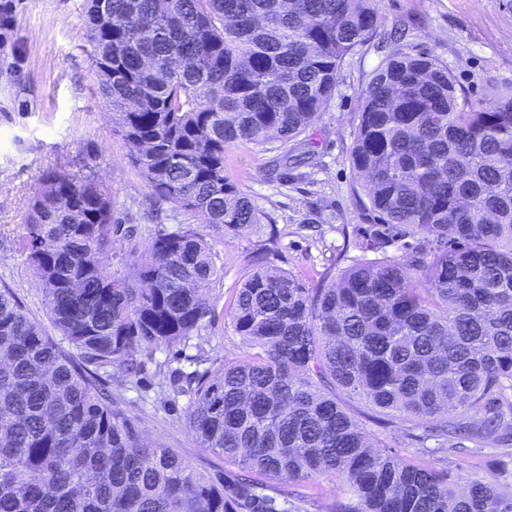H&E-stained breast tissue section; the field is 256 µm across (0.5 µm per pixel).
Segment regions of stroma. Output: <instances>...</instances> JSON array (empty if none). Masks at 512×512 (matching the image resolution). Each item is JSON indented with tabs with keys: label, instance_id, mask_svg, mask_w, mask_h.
<instances>
[{
	"label": "stroma",
	"instance_id": "stroma-1",
	"mask_svg": "<svg viewBox=\"0 0 512 512\" xmlns=\"http://www.w3.org/2000/svg\"><path fill=\"white\" fill-rule=\"evenodd\" d=\"M87 0H0V287L12 289L42 325L50 320L43 290L19 249L28 204L43 175L61 168L94 172L112 191L113 218L134 226L147 244L155 223L151 196L129 148L117 132L99 89L93 47L86 36ZM376 37L349 53L334 96L304 133L308 164L270 170L274 153L237 142L224 150V173L278 228L275 239L245 229L217 244L223 271L211 295L219 312L189 343L162 346L143 356L135 376L110 369L108 383L120 407L149 439L172 448L196 472L221 475L218 456L198 448L186 424V397H174L169 372L190 369L197 354L212 374L243 354L231 327L234 297L252 273V256L265 251L270 268L284 270L306 287L331 282L362 256L366 193L351 165L363 89L397 45L446 64L456 87L483 99L491 87H512V0H379ZM370 445L460 480L512 481V459L498 446L432 453L419 437V421L394 419L383 427L365 416L358 399L343 397Z\"/></svg>",
	"mask_w": 512,
	"mask_h": 512
}]
</instances>
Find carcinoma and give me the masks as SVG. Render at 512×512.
I'll use <instances>...</instances> for the list:
<instances>
[{
    "label": "carcinoma",
    "instance_id": "obj_1",
    "mask_svg": "<svg viewBox=\"0 0 512 512\" xmlns=\"http://www.w3.org/2000/svg\"><path fill=\"white\" fill-rule=\"evenodd\" d=\"M377 0H89L100 92L158 205L219 236L270 220L224 176V149H282L335 94L342 63L377 34ZM351 164L369 200L359 259L320 288L259 257L238 289L246 346L221 376L175 370L200 447L244 471L218 486L148 440L99 371L189 341L216 317L213 245L160 225L118 273L101 181L52 170L20 250L63 350L0 289V512H288L291 487L340 480L323 512H512V484L374 448L338 399L441 419L425 437L489 442L512 433V93L473 102L448 66L401 46L362 91ZM401 261L387 256L396 244Z\"/></svg>",
    "mask_w": 512,
    "mask_h": 512
}]
</instances>
